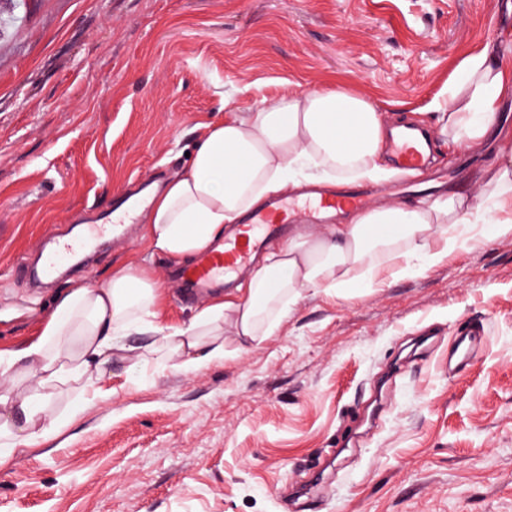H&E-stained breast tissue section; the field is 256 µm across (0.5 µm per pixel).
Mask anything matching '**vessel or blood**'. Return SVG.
<instances>
[{
  "instance_id": "1",
  "label": "vessel or blood",
  "mask_w": 512,
  "mask_h": 512,
  "mask_svg": "<svg viewBox=\"0 0 512 512\" xmlns=\"http://www.w3.org/2000/svg\"><path fill=\"white\" fill-rule=\"evenodd\" d=\"M393 152L401 168H421L424 154L416 138L402 137L394 143ZM364 203L365 194L357 188L342 192L318 188L309 191L303 198L287 194L268 200L262 208L244 216L237 232L215 242L202 251L191 265L181 268L179 276L185 282L189 294H204L219 284L232 282L234 274L249 267L257 256L282 236L289 224L302 218L325 223L336 210L344 207L359 208ZM137 208V203H130L124 209L121 221L113 225L92 224L80 236L53 238L42 254V276H53L64 261L93 250L105 238L122 240L126 235V221ZM483 333V324L477 323L456 336L448 352L449 370L468 365L481 347Z\"/></svg>"
}]
</instances>
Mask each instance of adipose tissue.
<instances>
[{"mask_svg": "<svg viewBox=\"0 0 512 512\" xmlns=\"http://www.w3.org/2000/svg\"><path fill=\"white\" fill-rule=\"evenodd\" d=\"M447 95L436 107L442 133L455 145H480L501 103L512 99V66L487 44L460 61ZM383 141L381 113L349 88L288 94L206 124L189 168L139 210L150 248L177 260L194 257L221 238L225 225L283 192L305 164L332 180L389 179L391 170L379 162ZM509 202L512 133L504 134L476 194L452 190L433 201L373 207L348 223L298 235L265 257L238 300L209 304L188 325L156 323L160 277L151 270L120 267L104 283L67 288L35 337L0 350V469L11 464L19 439L60 433L91 401L105 400L97 384L113 357L128 359L134 370L155 360L178 369L224 362L235 356L227 338L262 343L303 293L345 296L372 287L386 260L438 261L433 241L443 240L449 252L468 240L467 225L492 233L495 213ZM135 334L147 344H128ZM64 388L77 396L65 414L53 413L50 398Z\"/></svg>", "mask_w": 512, "mask_h": 512, "instance_id": "obj_1", "label": "adipose tissue"}]
</instances>
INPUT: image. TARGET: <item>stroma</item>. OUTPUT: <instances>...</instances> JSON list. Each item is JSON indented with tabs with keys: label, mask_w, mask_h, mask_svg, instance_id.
Returning a JSON list of instances; mask_svg holds the SVG:
<instances>
[{
	"label": "stroma",
	"mask_w": 512,
	"mask_h": 512,
	"mask_svg": "<svg viewBox=\"0 0 512 512\" xmlns=\"http://www.w3.org/2000/svg\"><path fill=\"white\" fill-rule=\"evenodd\" d=\"M512 27V0H0V349L60 290L156 270L158 321L203 299L134 219L48 287L41 239L186 169L199 125L292 92L350 86L386 127L434 134V170L473 190L499 142L447 144L430 116L457 64ZM489 236L348 298L306 293L275 336L193 370L116 360L107 400L0 471V512H512V210ZM484 323L477 357L448 348ZM355 447L331 453L346 427Z\"/></svg>",
	"instance_id": "35a3bbf8"
}]
</instances>
